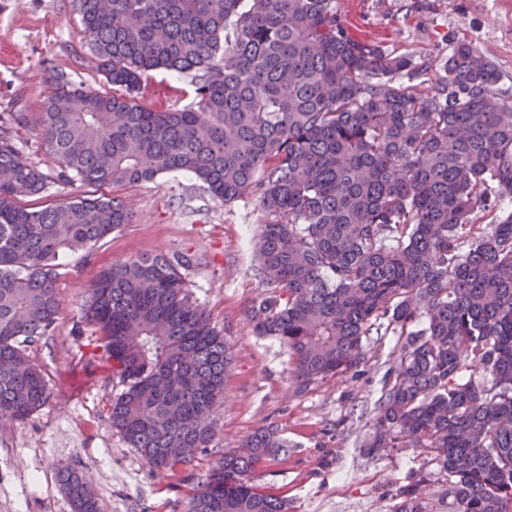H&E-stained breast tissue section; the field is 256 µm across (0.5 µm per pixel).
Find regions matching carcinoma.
<instances>
[{"instance_id":"1","label":"carcinoma","mask_w":512,"mask_h":512,"mask_svg":"<svg viewBox=\"0 0 512 512\" xmlns=\"http://www.w3.org/2000/svg\"><path fill=\"white\" fill-rule=\"evenodd\" d=\"M110 91L52 73L41 110L0 116V417L50 397L26 347L61 309L59 259L133 214L115 198L30 207L49 184L100 189L191 173L224 204L252 193L268 220L254 333L288 348L297 390L365 361L387 319L404 342L367 443L425 448L448 474V512H512V106L497 68L464 38L444 75L355 38L336 0H76ZM156 70L202 72L196 107L138 95ZM32 127L51 177L17 138ZM184 256L152 252L94 280L84 318L125 389L112 426L156 470L213 437L231 353L191 297ZM424 327L407 330L418 322ZM200 483L190 512H286L250 474L288 444L250 434ZM73 512H98L83 477L59 472ZM395 512H427L417 490Z\"/></svg>"}]
</instances>
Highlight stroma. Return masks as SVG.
Segmentation results:
<instances>
[{
    "label": "stroma",
    "mask_w": 512,
    "mask_h": 512,
    "mask_svg": "<svg viewBox=\"0 0 512 512\" xmlns=\"http://www.w3.org/2000/svg\"><path fill=\"white\" fill-rule=\"evenodd\" d=\"M353 36L420 61L448 55L453 36L471 41L500 72L495 93L512 105V0H338ZM67 73L90 90L107 84L93 61L74 0H0V113L39 111L47 71ZM200 74L159 70L141 84L149 107L195 103ZM133 220L93 248L62 257V306L49 336L27 354L45 375L49 401L24 421L0 419V512H72L58 477L68 467L91 482L100 512H189L191 497L229 451L262 426L276 429L287 453L251 475L288 502V512H394L404 490L426 492L427 512H448V478L420 448L370 451L389 371L403 338L397 327L367 336L366 360L347 375L297 391L288 350L255 335L250 300L263 286L256 247L266 216L255 196L223 204L191 175L105 188ZM184 255L180 273L194 300L231 347L224 407L208 447L190 464L159 472L112 426L114 378L93 326L81 319L100 271L130 256Z\"/></svg>",
    "instance_id": "stroma-1"
}]
</instances>
